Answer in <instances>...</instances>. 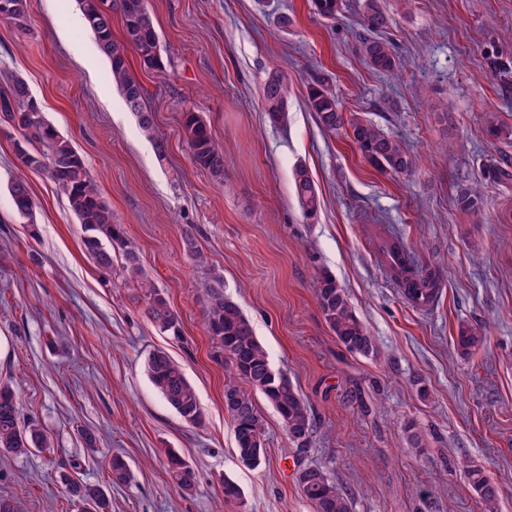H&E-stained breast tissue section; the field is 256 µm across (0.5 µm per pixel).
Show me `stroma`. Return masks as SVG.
<instances>
[{
	"mask_svg": "<svg viewBox=\"0 0 512 512\" xmlns=\"http://www.w3.org/2000/svg\"><path fill=\"white\" fill-rule=\"evenodd\" d=\"M397 75L372 70L357 50L364 0H341L335 19L312 0H148L166 63L129 70L154 121L145 136L108 77L109 63L77 0H30L31 26L0 21V73L22 77L47 120L85 157L101 195L143 268L178 316L181 334L154 327L120 267L103 273L85 253L65 196L17 164L15 131L0 125V381L12 383L22 422L38 421L51 448L0 454V497L23 512H79L64 477L106 487L112 512H313L297 487L305 466L352 497V512H484L457 461L483 468L512 512V186L481 178L512 140L490 135L486 113L512 126V0H380ZM288 15L292 24L281 28ZM288 79L287 127L262 98L272 68ZM315 76L345 112L373 120L418 155L408 176L366 162L344 132L328 133L306 106ZM200 112L224 148V179L196 166L182 127ZM306 167L321 207L305 221L292 170ZM27 181L34 221L14 213L8 183ZM479 185L478 212L456 198ZM193 231L208 257L184 251ZM398 237L440 277L436 301L407 303L378 258ZM329 271L376 346L353 354L328 330L315 297ZM251 321L274 369L311 407L304 447L276 411L267 457L244 464L224 410L231 367L202 317L206 290ZM487 342L461 355L460 321ZM164 350L202 407L186 424L155 390L145 361ZM424 446L410 447L405 424ZM97 438L86 447L81 433ZM195 470L191 492L167 471L168 450ZM134 473L109 482L113 456ZM240 497L224 499L225 481Z\"/></svg>",
	"mask_w": 512,
	"mask_h": 512,
	"instance_id": "stroma-1",
	"label": "stroma"
}]
</instances>
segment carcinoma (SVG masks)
Segmentation results:
<instances>
[{
    "label": "carcinoma",
    "mask_w": 512,
    "mask_h": 512,
    "mask_svg": "<svg viewBox=\"0 0 512 512\" xmlns=\"http://www.w3.org/2000/svg\"><path fill=\"white\" fill-rule=\"evenodd\" d=\"M85 24L92 31L99 51L108 59L110 77L120 90L125 105L139 121L141 129L153 133V119L144 100L143 87L130 73L128 50H133L140 63L149 69L164 67L160 38L155 18L146 0H113L122 23L123 36L117 40L112 32V16H104L105 0H78ZM10 15V24L21 32L29 31L30 0H0V11ZM390 17L379 0H365L359 53L374 70L394 74L398 62L384 37ZM265 112L276 126H288V84L279 70L271 71L263 87ZM306 105L317 122L327 132L345 130L362 157L378 170L391 175H409L417 159L391 133L361 117L345 116V112L329 80L318 77L309 83ZM41 110L30 93L27 82L10 76L0 92V121L12 126L21 135L13 141L14 156L40 154L55 161L51 181L66 197L69 210L81 225L82 243L96 267L112 272L115 259L122 260V269L144 296L146 315L163 332L177 331L178 319L166 298L155 288L145 273L139 253L128 241L121 225L115 223L112 209L101 196L99 186L90 175L83 155L71 140L47 120L37 124H17L18 115ZM487 128L498 139L512 137L509 127L489 115ZM183 130L195 165L209 171L216 179H224V150L214 139L199 113L187 111ZM483 176L497 183H512V157L501 156L483 169ZM294 192L304 218L312 220L320 208L315 184L306 169L295 168ZM13 211L20 219L33 223V200L28 184L21 180L8 186ZM480 192L467 190L457 197V207L466 212L479 209ZM382 257L390 278L401 288L404 298L415 306L436 300L439 277L419 270L397 239L383 242ZM317 302L329 330L349 352L369 356L374 352L373 338L359 318L343 288L335 277L324 270L317 279ZM204 317L206 329L229 361L232 376L224 386V408L233 424L236 449L245 463L260 464L266 458L265 420L258 410L255 397L261 395L277 412L289 440L302 447L312 433L310 405L295 388L288 376L275 370L264 346L256 338L249 319L240 308L224 296L221 283L207 289ZM486 340L479 323L458 324L454 344L457 351L469 355ZM147 375L165 401L188 424L202 420L200 402L194 387L182 367L165 352L151 353L145 364ZM50 447L47 432L34 422L21 424L18 404L12 386L0 382V453L28 455ZM470 485L480 497L486 512H497L498 489L478 466L463 462ZM168 472L183 491L195 486L193 467L171 452ZM112 481L128 483L132 472L120 456L112 458ZM69 492L82 507V512H111L107 493L96 485L81 483L63 476ZM297 484L312 504L313 512H352L349 495L340 490L318 468L304 467L297 473Z\"/></svg>",
    "instance_id": "1"
}]
</instances>
